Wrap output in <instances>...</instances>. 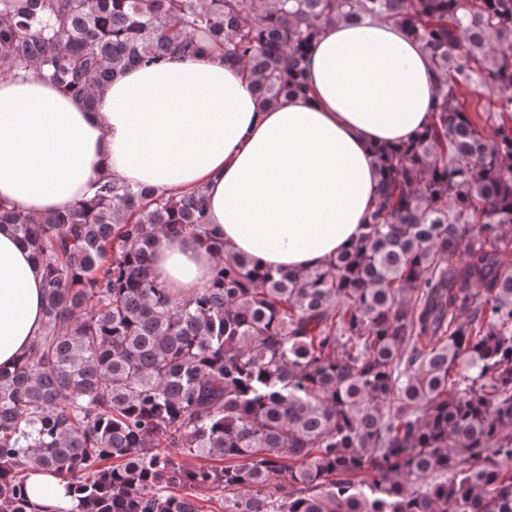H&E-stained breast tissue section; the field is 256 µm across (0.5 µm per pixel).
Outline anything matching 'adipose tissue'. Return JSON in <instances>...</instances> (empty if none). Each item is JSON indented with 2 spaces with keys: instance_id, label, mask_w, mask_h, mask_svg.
I'll return each mask as SVG.
<instances>
[{
  "instance_id": "1",
  "label": "adipose tissue",
  "mask_w": 512,
  "mask_h": 512,
  "mask_svg": "<svg viewBox=\"0 0 512 512\" xmlns=\"http://www.w3.org/2000/svg\"><path fill=\"white\" fill-rule=\"evenodd\" d=\"M310 91L273 107L216 51L134 66L87 108L34 77L0 80V204L38 216L91 197L103 176L167 194L204 189L209 227L260 270L326 264L365 231L376 202L375 150L428 126L434 74L393 22L328 24L308 53ZM214 253L196 236L165 240L155 277L181 297L208 287ZM43 278L0 227V366L43 323Z\"/></svg>"
}]
</instances>
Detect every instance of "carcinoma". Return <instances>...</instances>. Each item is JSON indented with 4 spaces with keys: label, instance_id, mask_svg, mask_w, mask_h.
I'll list each match as a JSON object with an SVG mask.
<instances>
[{
    "label": "carcinoma",
    "instance_id": "1",
    "mask_svg": "<svg viewBox=\"0 0 512 512\" xmlns=\"http://www.w3.org/2000/svg\"><path fill=\"white\" fill-rule=\"evenodd\" d=\"M367 18L422 45L434 116L378 150L366 231L328 265L257 270L201 190L0 208L44 273L43 331L0 367V512H47L31 470L67 483L56 512H201L197 491L223 512H512V0H0V78L92 106L131 66L216 47L271 107L308 92L326 25ZM185 233L216 264L177 299L152 264Z\"/></svg>",
    "mask_w": 512,
    "mask_h": 512
}]
</instances>
